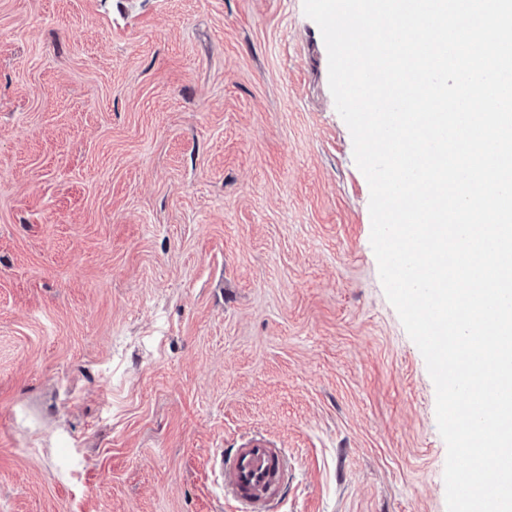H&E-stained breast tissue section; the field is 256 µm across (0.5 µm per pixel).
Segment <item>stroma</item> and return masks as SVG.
I'll return each instance as SVG.
<instances>
[{
  "mask_svg": "<svg viewBox=\"0 0 512 512\" xmlns=\"http://www.w3.org/2000/svg\"><path fill=\"white\" fill-rule=\"evenodd\" d=\"M303 0H0V512H447ZM224 499L237 512H271L288 484L289 462L283 448H275L262 435L248 436L237 448H225L213 456Z\"/></svg>",
  "mask_w": 512,
  "mask_h": 512,
  "instance_id": "stroma-1",
  "label": "stroma"
}]
</instances>
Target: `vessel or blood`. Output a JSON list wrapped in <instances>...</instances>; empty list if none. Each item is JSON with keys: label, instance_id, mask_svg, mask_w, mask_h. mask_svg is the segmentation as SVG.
I'll return each instance as SVG.
<instances>
[{"label": "vessel or blood", "instance_id": "1", "mask_svg": "<svg viewBox=\"0 0 512 512\" xmlns=\"http://www.w3.org/2000/svg\"><path fill=\"white\" fill-rule=\"evenodd\" d=\"M213 467L225 499L235 503L236 512H272L290 475L286 452L261 435L248 436L238 447L215 453Z\"/></svg>", "mask_w": 512, "mask_h": 512}]
</instances>
